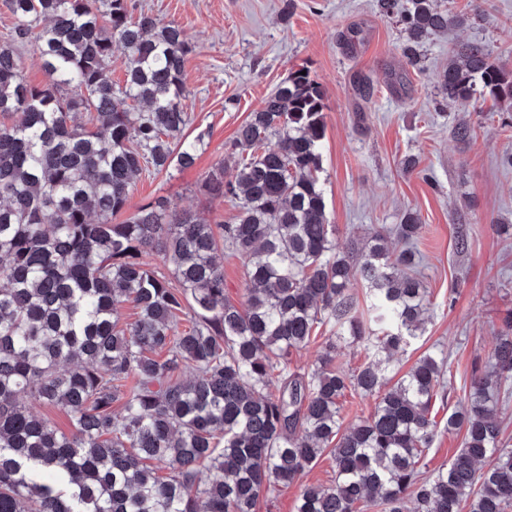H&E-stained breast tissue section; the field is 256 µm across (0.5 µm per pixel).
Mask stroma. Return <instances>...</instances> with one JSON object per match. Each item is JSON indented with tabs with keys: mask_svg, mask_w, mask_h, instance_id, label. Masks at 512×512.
Here are the masks:
<instances>
[{
	"mask_svg": "<svg viewBox=\"0 0 512 512\" xmlns=\"http://www.w3.org/2000/svg\"><path fill=\"white\" fill-rule=\"evenodd\" d=\"M137 10L182 28L192 50L185 63L181 106L202 136L192 166L140 175L129 207L159 199L231 223V201L210 200L198 187L216 166L225 178L238 158L230 144L239 126L289 71L307 67L325 91L321 141L326 215L341 251L363 247L376 229L407 212L423 225L416 248L430 291L426 331L399 357L404 374L429 351L449 355L452 385L438 404L429 469L448 464L463 435L448 431V415L464 396L473 366H485L495 332L512 313V108L492 101L463 105L444 97L438 75L453 44L484 42L512 69V0H445L446 33L425 39L421 63L404 53L406 33L376 0H133ZM473 138L458 141L456 124ZM418 160L405 169L407 157ZM467 238V249L457 247ZM323 455L298 484L262 499L258 512H294L301 486L330 485Z\"/></svg>",
	"mask_w": 512,
	"mask_h": 512,
	"instance_id": "1",
	"label": "stroma"
}]
</instances>
